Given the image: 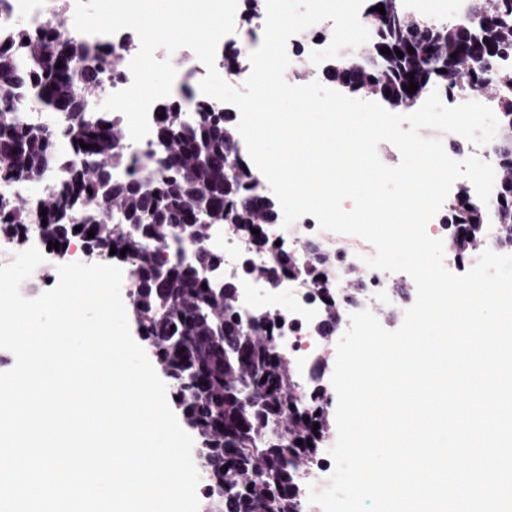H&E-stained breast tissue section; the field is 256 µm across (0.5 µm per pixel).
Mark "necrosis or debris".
Instances as JSON below:
<instances>
[{"mask_svg":"<svg viewBox=\"0 0 512 512\" xmlns=\"http://www.w3.org/2000/svg\"><path fill=\"white\" fill-rule=\"evenodd\" d=\"M74 12L75 0H0V36L20 29L34 31L52 22L62 23L69 31L73 28ZM135 54L132 48L124 51L118 68L105 70L96 89L84 94L88 119L97 118L100 99L131 84L129 63ZM264 233L269 245L260 248L235 226H210L209 243L224 256V263L213 278L237 286L240 314L248 315L258 309L272 313L278 322L273 345L289 366L297 390L306 396L320 384L322 366L336 356L334 343L321 331L322 298L311 283L300 277L283 274L266 281L254 277L252 270L273 264L280 252L303 257L306 238L320 235L321 230L307 215L302 223L289 227L265 225ZM326 241L335 261L325 270L324 277L340 308L348 314L362 310L376 313L389 308V273L368 268L364 263L365 258L375 253L372 244L348 234L330 235ZM354 267L363 274V292L355 303L350 302L348 293V276Z\"/></svg>","mask_w":512,"mask_h":512,"instance_id":"1","label":"necrosis or debris"}]
</instances>
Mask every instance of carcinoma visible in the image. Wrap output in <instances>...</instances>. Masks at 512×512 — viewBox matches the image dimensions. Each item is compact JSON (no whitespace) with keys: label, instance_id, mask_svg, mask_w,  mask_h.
Here are the masks:
<instances>
[{"label":"carcinoma","instance_id":"1","mask_svg":"<svg viewBox=\"0 0 512 512\" xmlns=\"http://www.w3.org/2000/svg\"><path fill=\"white\" fill-rule=\"evenodd\" d=\"M380 4L385 14L369 12L376 33L370 56L358 62L332 59L323 76L347 94L368 89L393 108L411 107L432 89L446 95L463 86L476 90L497 104L495 157L512 167V70L501 65L512 56V0H472L468 17L450 26L409 16L403 0H370L369 7ZM134 43L130 32L117 47L85 42L59 26L0 41V183L43 181L61 142L86 161L64 172L37 208L1 201L0 241L26 247L35 228L43 244L59 242L61 253L77 239L95 256L128 248L125 259L138 278L130 309L168 374L173 403L201 443L209 490L205 512H303L297 474L314 464L322 448L328 403L317 391L306 399L296 392L267 330L269 316L260 311L241 319L234 286L204 289L200 274L202 264H222L220 252L208 245L209 226L234 224L262 247L265 239L251 229L277 223L278 205L263 180L245 168L233 113L201 101L194 114L183 111L182 103L194 100L187 84L156 119L154 150L130 151L110 112L94 122L84 119L77 82L96 86L101 62L119 58L117 49ZM384 47L390 54L380 53ZM224 69L244 74L246 47L224 52ZM411 80L418 86L414 93L406 92ZM21 86L57 117L53 128L16 118ZM82 142L90 148L80 147ZM114 168L126 170L125 182L112 180ZM504 176L490 212L468 186L456 189L446 224L462 264L468 237L477 236L490 217L502 225L498 247L512 249V173ZM171 243L192 249L193 262L164 260L161 249ZM328 261L323 254L316 265L301 266L283 254L278 264L308 276ZM285 418L288 427L282 430Z\"/></svg>","mask_w":512,"mask_h":512}]
</instances>
